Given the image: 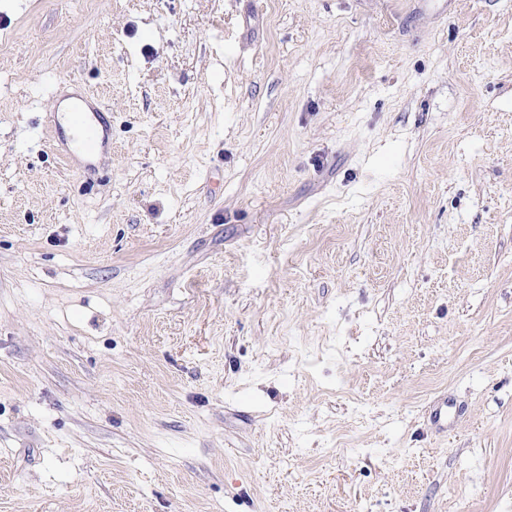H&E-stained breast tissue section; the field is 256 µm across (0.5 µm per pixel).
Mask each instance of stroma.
Listing matches in <instances>:
<instances>
[{
  "label": "stroma",
  "instance_id": "1",
  "mask_svg": "<svg viewBox=\"0 0 512 512\" xmlns=\"http://www.w3.org/2000/svg\"><path fill=\"white\" fill-rule=\"evenodd\" d=\"M0 512H512V0H0ZM88 97L84 96L82 99L75 101L68 110V116L64 117L63 122L69 127L68 121L72 126L77 128L81 133V145L85 153L91 154L95 150L98 141L100 139L99 130L93 123V119L88 114L89 112H96L94 115L95 123L102 124L105 122L104 116H102L99 110L88 104ZM69 132L73 136L74 133L69 127Z\"/></svg>",
  "mask_w": 512,
  "mask_h": 512
}]
</instances>
